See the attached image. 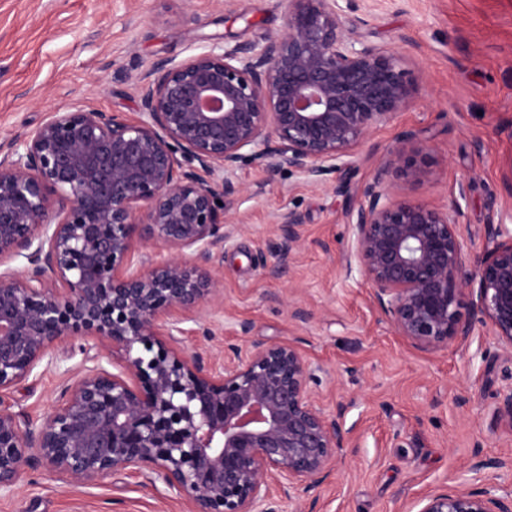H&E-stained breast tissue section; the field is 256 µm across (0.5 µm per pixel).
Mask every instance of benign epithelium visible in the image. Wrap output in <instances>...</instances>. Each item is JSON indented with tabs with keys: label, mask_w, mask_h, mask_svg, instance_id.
Returning a JSON list of instances; mask_svg holds the SVG:
<instances>
[{
	"label": "benign epithelium",
	"mask_w": 512,
	"mask_h": 512,
	"mask_svg": "<svg viewBox=\"0 0 512 512\" xmlns=\"http://www.w3.org/2000/svg\"><path fill=\"white\" fill-rule=\"evenodd\" d=\"M357 6L288 0L282 30L214 43L136 74L134 117L78 100L0 140V392L30 377L69 335L118 360L73 377L39 420L0 404V493L37 459L68 483L113 471L161 476L187 512H272L279 486L293 512L346 445L344 406H324L311 361L270 339L224 361L167 349L182 324L224 302L212 273L236 232L247 162L321 187L350 170L372 131L415 92L400 59L364 35ZM415 134L389 148L347 216L355 263L394 331L433 351L486 325L501 370L496 422L512 430V209L470 260L459 199L397 198L390 174L420 179ZM278 259L301 243L302 215L275 218ZM162 252L150 256L148 250ZM471 296L472 316L459 307ZM417 512H512L493 486L425 495Z\"/></svg>",
	"instance_id": "7a95c632"
}]
</instances>
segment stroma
<instances>
[{"label":"stroma","instance_id":"stroma-1","mask_svg":"<svg viewBox=\"0 0 512 512\" xmlns=\"http://www.w3.org/2000/svg\"><path fill=\"white\" fill-rule=\"evenodd\" d=\"M365 30L394 49L417 80L410 107L380 124L348 173L345 193L315 188L295 174L248 164L235 209L242 230L214 269L224 308L187 323L181 347L203 357L280 338L321 371L324 404H344L347 446L316 494L313 512H416L425 493L497 486L512 494V429L494 424L495 387L486 364L489 327L469 340L424 352L393 331L359 270L347 267V210L380 157L404 132L417 133L424 173H394L396 194L450 203L469 182L460 227L471 253L483 252L491 220L512 203V0H362ZM286 0H0V140L45 113L89 101L134 116L131 74L161 57L183 58L214 42L258 40L278 31ZM304 216L302 243L283 264L276 214ZM301 308L307 321L292 316ZM55 365L0 393V401L40 418L62 401L68 374L84 369L90 344L72 336ZM485 468L474 470L476 459ZM0 512H184L157 474L111 473L72 486L27 467Z\"/></svg>","mask_w":512,"mask_h":512}]
</instances>
